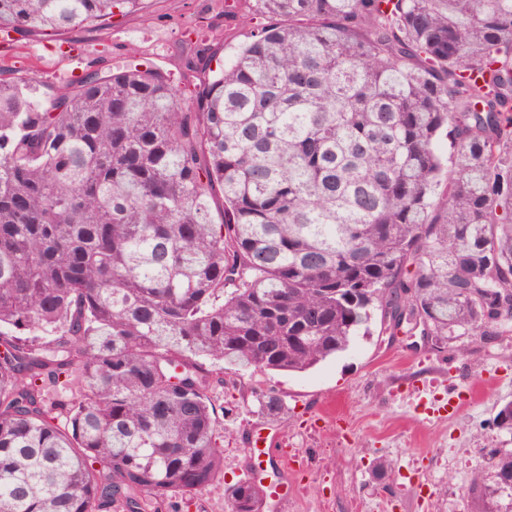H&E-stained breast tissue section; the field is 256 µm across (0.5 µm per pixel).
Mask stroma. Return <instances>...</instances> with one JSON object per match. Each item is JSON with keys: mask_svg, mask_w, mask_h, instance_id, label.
I'll return each instance as SVG.
<instances>
[{"mask_svg": "<svg viewBox=\"0 0 512 512\" xmlns=\"http://www.w3.org/2000/svg\"><path fill=\"white\" fill-rule=\"evenodd\" d=\"M222 0H144L142 10L115 16L111 27L69 33V47L35 37L0 42V68L50 86L83 74L87 61L118 64L138 53L162 70L181 64L183 32L219 16L227 61L247 29L224 16ZM223 385L210 393L225 415L218 424L224 473L197 492L188 512H227L224 489L249 476V444L260 424L257 399L280 396L286 408L273 423L280 443L263 455L264 488L287 484L284 503L265 500L262 512H474L470 488L491 448H512V436L493 420L512 401V331L488 340L468 336L435 349L424 340L390 345L378 335L358 337L348 351L305 372L220 371ZM433 382L422 399L446 400L456 386L464 400L454 415L425 418L415 412L416 390ZM388 472H373L375 461ZM427 487H420V480Z\"/></svg>", "mask_w": 512, "mask_h": 512, "instance_id": "stroma-1", "label": "stroma"}]
</instances>
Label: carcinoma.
Masks as SVG:
<instances>
[{"label": "carcinoma", "mask_w": 512, "mask_h": 512, "mask_svg": "<svg viewBox=\"0 0 512 512\" xmlns=\"http://www.w3.org/2000/svg\"><path fill=\"white\" fill-rule=\"evenodd\" d=\"M140 2L0 0V36ZM224 14L249 32L217 73L199 37L176 75L0 77V512H179L224 469L215 366L305 372L375 320L437 346L512 324V0ZM488 468L478 512H512V449Z\"/></svg>", "instance_id": "obj_1"}]
</instances>
